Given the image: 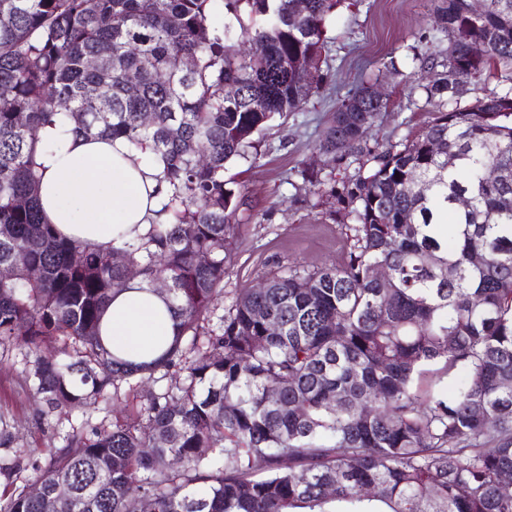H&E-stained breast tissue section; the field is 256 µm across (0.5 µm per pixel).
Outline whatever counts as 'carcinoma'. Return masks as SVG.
Here are the masks:
<instances>
[{"mask_svg":"<svg viewBox=\"0 0 512 512\" xmlns=\"http://www.w3.org/2000/svg\"><path fill=\"white\" fill-rule=\"evenodd\" d=\"M306 2L299 17L294 0H0V349L26 347L50 412L155 385L124 421L86 420L32 464L45 493L64 490L57 512H512L500 490L512 471V88L467 108L462 83L434 81L428 99L448 110L347 191L343 264L279 270L217 314L242 205L226 165L319 88L338 0ZM436 13L462 81L512 69V0L479 15L438 0ZM369 90L337 103L324 153L358 152L389 111ZM62 114L76 138L161 156L167 202L146 235L104 249L41 221L37 133ZM129 266L168 282L178 320L149 362L99 333ZM178 364L185 375L167 382ZM0 512L42 506L23 485Z\"/></svg>","mask_w":512,"mask_h":512,"instance_id":"1","label":"carcinoma"}]
</instances>
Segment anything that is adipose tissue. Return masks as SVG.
<instances>
[{"mask_svg": "<svg viewBox=\"0 0 512 512\" xmlns=\"http://www.w3.org/2000/svg\"><path fill=\"white\" fill-rule=\"evenodd\" d=\"M38 137L41 215L61 235L120 247L158 222L166 198L156 180L162 162L153 152L130 149L121 139H75L51 127ZM177 332L164 295L138 278L112 299L101 323L105 346L137 363L156 358Z\"/></svg>", "mask_w": 512, "mask_h": 512, "instance_id": "1", "label": "adipose tissue"}]
</instances>
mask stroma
Masks as SVG:
<instances>
[{
    "label": "stroma",
    "mask_w": 512,
    "mask_h": 512,
    "mask_svg": "<svg viewBox=\"0 0 512 512\" xmlns=\"http://www.w3.org/2000/svg\"><path fill=\"white\" fill-rule=\"evenodd\" d=\"M435 0H340L327 24L319 63L318 91L305 109L275 118L259 136L257 157L228 164L225 177L243 196L235 222L236 250L224 279V305L246 288L264 283L278 267L305 270L336 267L352 244L354 223L346 191L374 167L372 157L401 144L432 123L443 106L428 101L426 86L442 77L448 47L437 30ZM361 86L379 88L390 108L375 123L361 152L332 155L320 142L340 99ZM26 351L0 356V432L13 437L0 457L22 450L24 460L11 479L0 476V497L33 480L31 461L46 462L82 421L117 420L140 405L150 389L142 384L126 407L95 404L71 420L40 417V402L25 383Z\"/></svg>",
    "instance_id": "obj_1"
}]
</instances>
